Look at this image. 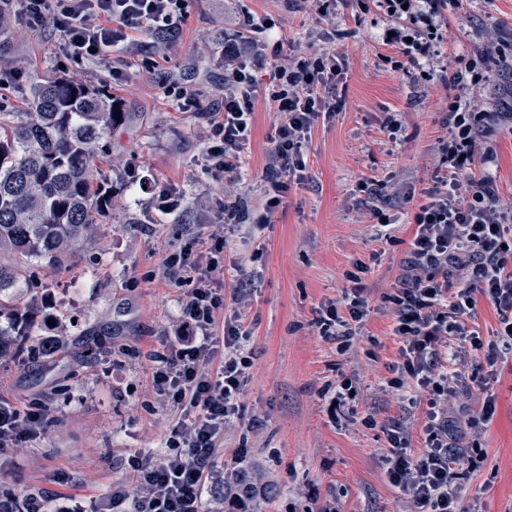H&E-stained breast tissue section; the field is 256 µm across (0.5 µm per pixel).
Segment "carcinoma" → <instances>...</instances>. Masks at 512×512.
Wrapping results in <instances>:
<instances>
[{
    "label": "carcinoma",
    "instance_id": "1",
    "mask_svg": "<svg viewBox=\"0 0 512 512\" xmlns=\"http://www.w3.org/2000/svg\"><path fill=\"white\" fill-rule=\"evenodd\" d=\"M100 91L74 82L38 81L25 112H0V336H30L8 297L18 260L61 264L102 212L96 159L103 137L130 125Z\"/></svg>",
    "mask_w": 512,
    "mask_h": 512
}]
</instances>
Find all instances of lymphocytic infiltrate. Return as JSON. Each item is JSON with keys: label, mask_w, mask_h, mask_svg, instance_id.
<instances>
[{"label": "lymphocytic infiltrate", "mask_w": 512, "mask_h": 512, "mask_svg": "<svg viewBox=\"0 0 512 512\" xmlns=\"http://www.w3.org/2000/svg\"><path fill=\"white\" fill-rule=\"evenodd\" d=\"M396 22L386 45L411 46L429 56L427 40L407 41L408 26L432 27L447 0H384ZM189 0H0V21L29 28L50 24L60 33L65 58L91 61L126 47L133 32L145 29L169 38L187 17ZM276 64V82L260 89L249 70L254 60ZM336 81V56L317 51L287 54L281 40L259 41L250 25L236 20L224 34V110L210 121L206 172L235 180L250 143L255 101L264 96L280 114L272 139L264 202L255 224L271 223L293 183L306 177L310 133L331 107L322 93ZM512 121V111L487 112L472 87H463L448 112V137L440 146L441 175L425 193L413 217L414 231L388 300L399 358L386 389L412 387L425 404L420 454H413L406 431L387 430L382 468L390 484L411 502V512H462L459 475L467 461L460 441L466 430L489 424L493 398L478 410L456 403L471 393L468 366H496L512 356V206L498 194L488 166L496 155L485 141L493 126ZM224 258V238L207 240L169 255L170 278L186 286L176 321L163 333L162 347L150 356L151 386L178 412L163 454L138 453L129 463L137 474L133 489L114 488V512H222L218 498L204 489L215 475L224 426L240 414L239 395L252 366L246 347L250 333L241 311L224 314V284L213 274ZM498 316L497 329L483 339L479 299ZM369 312L363 289L344 292L323 309L319 333L349 348ZM42 408L19 409L0 398V454L38 437Z\"/></svg>", "instance_id": "1"}]
</instances>
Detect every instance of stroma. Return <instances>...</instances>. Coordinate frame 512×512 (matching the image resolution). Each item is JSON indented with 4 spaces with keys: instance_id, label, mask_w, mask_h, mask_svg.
Instances as JSON below:
<instances>
[{
    "instance_id": "obj_1",
    "label": "stroma",
    "mask_w": 512,
    "mask_h": 512,
    "mask_svg": "<svg viewBox=\"0 0 512 512\" xmlns=\"http://www.w3.org/2000/svg\"><path fill=\"white\" fill-rule=\"evenodd\" d=\"M222 0H191L189 16L167 55L163 43L136 34L129 47L78 66L79 81L136 112V128L115 127L98 165L109 201L97 224L51 269L29 262L16 299L34 302L33 333L0 340V395L20 409L37 402L49 420L43 434L0 455V500L31 493L91 498L113 486H134L128 455L160 451L175 413L155 395L148 354L179 313L184 290L163 272L164 258L192 239L207 238L224 203L255 212L263 204L271 138L279 121L259 101L242 169L233 187L204 169L209 112L221 109L224 68ZM235 12L275 25L285 53L334 51L341 72L326 95L334 104L320 119L307 154V178L292 185L264 230L249 221L224 233L225 282L241 288L252 367L241 411L224 427L222 462L244 448L271 474L267 512H305L310 502L338 512H409L381 466L386 430L405 427L413 451L422 449V405L383 392L397 358L393 309L384 302L406 256L420 191L440 160L448 107L464 82L492 112L512 58V0H461L448 6L430 56L409 63L385 45L391 26L376 0H336L320 18L310 0H234ZM499 38L500 60L467 72L488 33ZM63 42L52 26L0 28V70L24 67L0 90V106L25 111L34 80L57 79ZM154 60L153 69L143 66ZM196 91L201 108L183 111L168 88ZM395 119L390 130L387 119ZM491 167L504 202L512 204V128L492 141ZM151 190H142L141 176ZM383 185L380 199L359 188L361 178ZM176 189L181 209L166 213L157 192ZM393 221L395 243L376 240L373 207ZM359 272L371 311L346 351L320 336L315 319L350 288ZM62 336L54 355L33 354L41 336ZM354 397L341 411L332 401L341 377ZM496 413L465 444L485 458L463 471L461 505L479 512H512V358L481 370Z\"/></svg>"
}]
</instances>
